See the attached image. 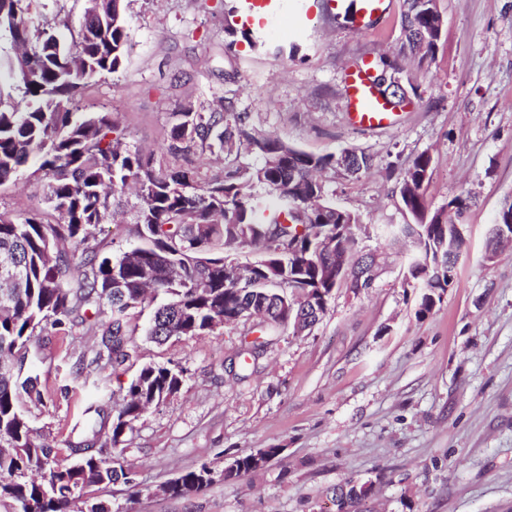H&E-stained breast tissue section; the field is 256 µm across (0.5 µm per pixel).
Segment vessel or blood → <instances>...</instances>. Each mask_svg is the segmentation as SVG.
<instances>
[{
	"instance_id": "obj_1",
	"label": "vessel or blood",
	"mask_w": 512,
	"mask_h": 512,
	"mask_svg": "<svg viewBox=\"0 0 512 512\" xmlns=\"http://www.w3.org/2000/svg\"><path fill=\"white\" fill-rule=\"evenodd\" d=\"M345 94L352 125L366 128L393 125L392 113L374 88V75L369 62H362L349 74Z\"/></svg>"
}]
</instances>
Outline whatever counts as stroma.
<instances>
[{
    "label": "stroma",
    "instance_id": "35a3bbf8",
    "mask_svg": "<svg viewBox=\"0 0 512 512\" xmlns=\"http://www.w3.org/2000/svg\"><path fill=\"white\" fill-rule=\"evenodd\" d=\"M123 67L75 95V112H109L125 141L161 151L183 106L231 101L258 132L316 155L365 152L361 174H326L328 196L358 216L357 248L379 254L373 287L341 285L312 331L281 334L249 367L238 353L261 332L253 321L163 344L137 335L120 368L92 363L97 338L78 327L46 330L29 346L38 394L18 406L42 440L73 460L85 411L116 402L146 365L178 366L180 390L136 422L123 452L135 486L112 484L92 502L111 512H336L332 488L369 483L363 512H512V250L484 258L505 201H512V0H435L442 32L427 58L401 53L403 0H385L359 31L351 0H279L259 46L243 38L240 0H127ZM84 0H34L33 24L78 38ZM387 61L407 92L395 124H350L345 78L361 60ZM431 168L428 212L471 199L462 254L446 291L420 314L421 289L406 278L383 224L410 217L398 187L420 153ZM44 172L28 165L0 186V214H47ZM91 227L100 254L129 249L128 205ZM279 456L256 473L172 498L157 488L210 463L223 469L257 448Z\"/></svg>",
    "mask_w": 512,
    "mask_h": 512
}]
</instances>
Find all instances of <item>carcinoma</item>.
<instances>
[{"mask_svg": "<svg viewBox=\"0 0 512 512\" xmlns=\"http://www.w3.org/2000/svg\"><path fill=\"white\" fill-rule=\"evenodd\" d=\"M405 4L402 50L412 55L432 51L433 45L422 46L414 31L437 20L433 0ZM31 6L32 0H0V32L28 50L26 69L8 62L25 109L0 100V186L16 181L21 168L34 161L49 176L46 200L55 220L45 222L34 214L14 221L0 215V358L12 357L9 366L0 367V446L11 449L0 452V502H13L17 512H75L93 487L134 483L121 445L146 405H159L180 390L183 371L142 367L111 417L112 454L97 462L96 455L87 453V441L77 442L70 448L81 455L80 467L57 460L56 469L35 480L29 473L40 469L42 460L58 456V450L33 435L16 404L20 392L39 385L28 362V343L37 330L84 324L92 310L101 327L93 363L116 369L136 352L131 311L151 298L148 289L171 296L156 309L146 332L156 342L210 332L220 322H237L249 309L265 316L268 337L298 314L315 324L334 295L321 279L320 266L330 260L322 248L323 232L338 224L357 231L360 220L336 209L323 180L313 177L336 172L337 157L315 156L254 132L240 116L229 123V101L222 112L187 106L175 113L165 146L172 166L123 141L110 114L69 111L65 103L84 81L123 65L128 41L124 9L112 10L110 0H90L86 10L92 20H83L78 41L65 47L53 28L29 26ZM243 151L261 157V165L243 166ZM205 154L224 157L221 172L200 171L195 158ZM430 164V155L422 152L406 170L399 195L412 222L388 229L397 237L418 235L407 273L424 288L422 314L434 307L436 291L448 288V271L463 244L450 225L466 207L464 199L455 198L448 202L453 214L427 213L422 193L409 185L420 187ZM130 183L137 188L132 233L139 244L102 256L89 245L88 228L110 221L113 199ZM256 185L265 187L268 196L254 193ZM290 240L297 242L291 256ZM257 246L272 258L250 275L266 286L244 288L242 272L225 259ZM88 411L94 416L85 432L95 437L109 417L101 407ZM280 453L279 448L266 449L261 464L253 453L241 454L237 469L224 479L261 471ZM210 470L203 463L178 474L169 494L185 497L210 487ZM332 498L337 512H351L365 501L362 484L351 481L335 487Z\"/></svg>", "mask_w": 512, "mask_h": 512, "instance_id": "carcinoma-1", "label": "carcinoma"}]
</instances>
